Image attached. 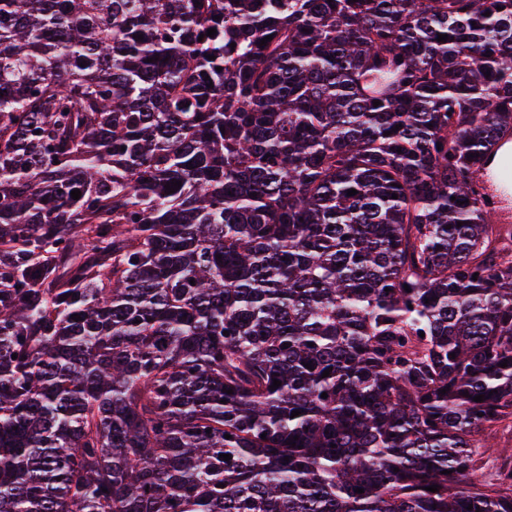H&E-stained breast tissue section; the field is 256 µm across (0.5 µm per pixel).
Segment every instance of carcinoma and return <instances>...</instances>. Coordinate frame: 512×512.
Returning a JSON list of instances; mask_svg holds the SVG:
<instances>
[{"mask_svg":"<svg viewBox=\"0 0 512 512\" xmlns=\"http://www.w3.org/2000/svg\"><path fill=\"white\" fill-rule=\"evenodd\" d=\"M511 136L512 0H0V512H512Z\"/></svg>","mask_w":512,"mask_h":512,"instance_id":"1","label":"carcinoma"}]
</instances>
